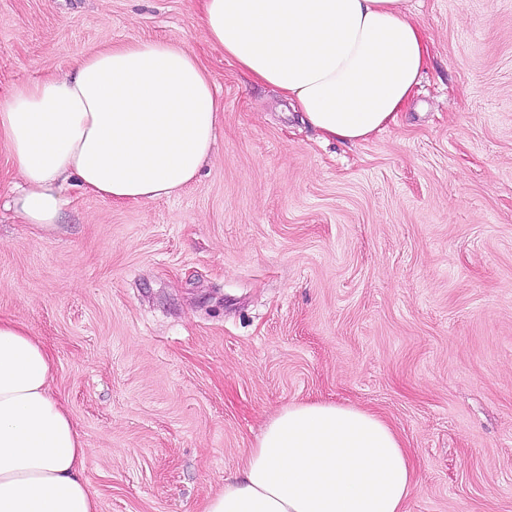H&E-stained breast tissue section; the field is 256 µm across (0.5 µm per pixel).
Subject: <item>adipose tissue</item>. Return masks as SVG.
Masks as SVG:
<instances>
[{
  "instance_id": "adipose-tissue-1",
  "label": "adipose tissue",
  "mask_w": 512,
  "mask_h": 512,
  "mask_svg": "<svg viewBox=\"0 0 512 512\" xmlns=\"http://www.w3.org/2000/svg\"><path fill=\"white\" fill-rule=\"evenodd\" d=\"M200 22L326 141L364 142L396 124L431 59L401 0H200ZM223 110L199 57L173 42L110 45L15 85L0 99L11 205L44 230L72 179L114 202L176 194L209 160ZM55 370L24 323L0 317V512H100ZM415 486L411 453L379 414L291 402L203 512H408Z\"/></svg>"
}]
</instances>
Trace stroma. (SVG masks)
Listing matches in <instances>:
<instances>
[{"instance_id": "stroma-1", "label": "stroma", "mask_w": 512, "mask_h": 512, "mask_svg": "<svg viewBox=\"0 0 512 512\" xmlns=\"http://www.w3.org/2000/svg\"><path fill=\"white\" fill-rule=\"evenodd\" d=\"M432 63L397 124L324 143L205 39L199 0H0V96L108 44L193 49L224 98L179 193L7 210L0 316L56 359L100 512H202L285 404L370 409L409 512H512V0H404Z\"/></svg>"}]
</instances>
